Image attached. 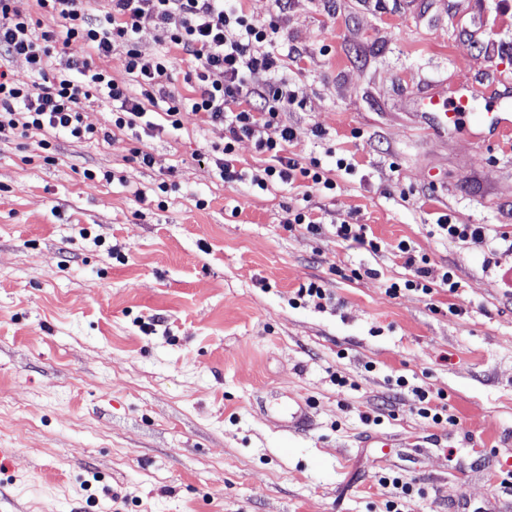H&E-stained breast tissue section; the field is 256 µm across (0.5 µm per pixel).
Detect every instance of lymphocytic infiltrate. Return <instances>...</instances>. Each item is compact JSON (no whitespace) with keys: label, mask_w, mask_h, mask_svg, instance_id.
Returning a JSON list of instances; mask_svg holds the SVG:
<instances>
[{"label":"lymphocytic infiltrate","mask_w":512,"mask_h":512,"mask_svg":"<svg viewBox=\"0 0 512 512\" xmlns=\"http://www.w3.org/2000/svg\"><path fill=\"white\" fill-rule=\"evenodd\" d=\"M40 9L60 23L59 30L34 36L31 17L20 14L13 0H0V58L21 57L33 80L14 82L0 70V139H25L40 132L39 147L45 161H52L50 134H65L77 140L98 139L97 128L87 125L79 110L81 99L95 94L112 106V125L117 129L143 125L155 130L148 107L162 106L163 120L173 130L191 119L223 124V146L214 148L211 163L224 183L242 179L235 145L255 139L270 159L269 165L251 176L260 190L278 184L300 183L316 192L332 191L336 182L328 177L318 158L301 160L288 152L293 138L282 128L279 139L263 137L265 127L279 121L285 105L298 103L299 94L288 82L272 81L284 66L275 48L279 27L249 16L240 0H106L102 13H92L89 0H37ZM152 20L170 48L188 56L193 65L192 94L182 97L168 92L167 59L145 55L138 42L142 20ZM80 42L97 56L121 52L131 84L117 83L111 74L85 59H55L57 43ZM267 81H258V74ZM139 86L132 95L131 86ZM397 249L414 269L412 278L387 284L390 296L401 291L432 295L436 286L457 290L451 272L439 283L428 279V258H416L407 241Z\"/></svg>","instance_id":"lymphocytic-infiltrate-1"}]
</instances>
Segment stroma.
Instances as JSON below:
<instances>
[{"label": "stroma", "mask_w": 512, "mask_h": 512, "mask_svg": "<svg viewBox=\"0 0 512 512\" xmlns=\"http://www.w3.org/2000/svg\"><path fill=\"white\" fill-rule=\"evenodd\" d=\"M243 7L277 17L300 98L264 134L291 128L336 195L227 186L207 160L223 125L116 131L95 94L83 120L111 139L55 135L50 164L0 141V512H512V258L432 232L445 215L512 233V134L430 135L418 106L435 85L473 88L479 112L512 92V0ZM304 207L322 234L284 230ZM344 223L381 251L338 241ZM402 240L457 292L389 296L413 275ZM312 281L322 306L295 299ZM417 387L452 423L418 415ZM297 403L313 426L294 435Z\"/></svg>", "instance_id": "35a3bbf8"}]
</instances>
